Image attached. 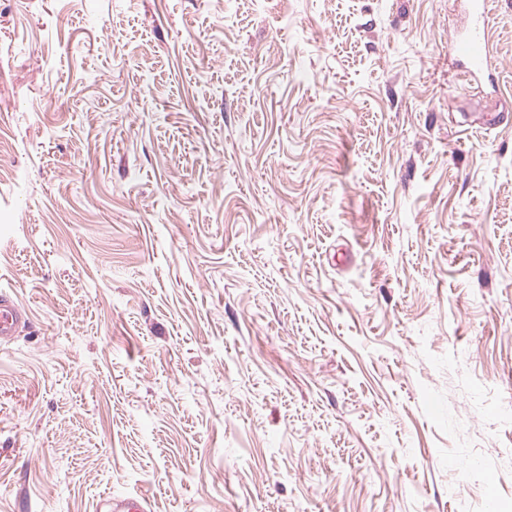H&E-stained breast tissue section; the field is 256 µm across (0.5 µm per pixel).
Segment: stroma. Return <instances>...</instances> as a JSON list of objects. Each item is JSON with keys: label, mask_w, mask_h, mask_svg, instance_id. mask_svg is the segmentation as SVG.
<instances>
[{"label": "stroma", "mask_w": 512, "mask_h": 512, "mask_svg": "<svg viewBox=\"0 0 512 512\" xmlns=\"http://www.w3.org/2000/svg\"><path fill=\"white\" fill-rule=\"evenodd\" d=\"M490 9L0 0V512H512ZM487 0H470V21L466 29L458 35L456 42L462 47V58L465 61L470 78L483 77L493 80V74L488 73L490 62V42L488 26ZM25 323L24 310L10 293L0 291V342L10 341ZM106 506H109V509L104 511ZM149 508V498L146 494L139 493L133 497H102L96 504L95 512H149Z\"/></svg>", "instance_id": "1"}]
</instances>
